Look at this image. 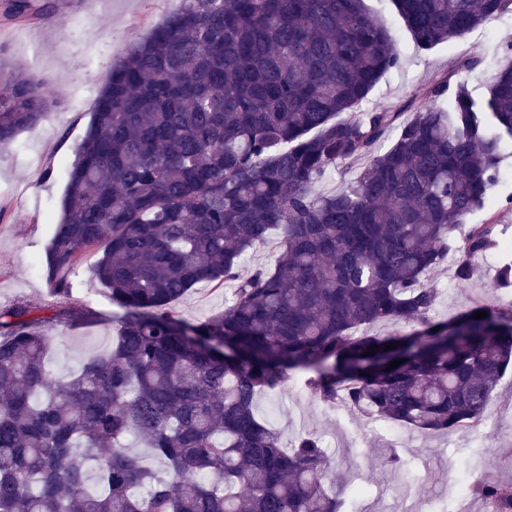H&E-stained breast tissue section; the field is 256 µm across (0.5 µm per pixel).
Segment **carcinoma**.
<instances>
[{
  "label": "carcinoma",
  "mask_w": 512,
  "mask_h": 512,
  "mask_svg": "<svg viewBox=\"0 0 512 512\" xmlns=\"http://www.w3.org/2000/svg\"><path fill=\"white\" fill-rule=\"evenodd\" d=\"M393 3L421 49L512 11V0ZM44 10L3 4L9 19ZM400 64L364 0H180L128 45L40 264L67 297L97 254L91 275L122 315L112 348L59 380L44 320L0 308V512H340L345 486L326 491L320 442L286 446L256 413L257 394L290 371L311 373L324 401L424 434L478 422L512 364V315L474 301L436 320L426 280L461 233L460 286L492 247L507 252L499 283L512 286L499 224L465 223L493 201L512 145V65L482 96L449 91L444 76L394 109L359 111ZM52 102L45 78L0 72V148ZM336 163L363 167L317 193ZM272 240L275 266L240 276L245 253ZM202 283L235 284L232 300L186 321L174 304ZM129 436L164 475L122 447ZM472 491L512 512V485L486 477Z\"/></svg>",
  "instance_id": "cac0c4a2"
}]
</instances>
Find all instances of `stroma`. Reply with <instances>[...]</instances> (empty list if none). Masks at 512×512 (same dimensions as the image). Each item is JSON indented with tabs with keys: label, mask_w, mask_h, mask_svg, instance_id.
Segmentation results:
<instances>
[{
	"label": "stroma",
	"mask_w": 512,
	"mask_h": 512,
	"mask_svg": "<svg viewBox=\"0 0 512 512\" xmlns=\"http://www.w3.org/2000/svg\"><path fill=\"white\" fill-rule=\"evenodd\" d=\"M46 7L41 20H9L0 15V65L28 73L30 53L43 65L40 76L56 91L55 104L46 121L19 133L0 153V307L25 306L46 318L47 330L58 339L52 362L57 377L71 374L86 358L106 352L112 344L110 318L117 308L107 291L91 276L93 257H85L67 298L53 295L40 274L38 261L58 221L68 170L75 148L90 121L94 97L77 110L68 105L71 91L83 90L89 78L104 81L111 65L127 44L146 37L161 24L178 0H40ZM371 14L381 18L395 38L401 65L385 74L362 109H388L411 97L419 84L452 73L454 82L484 92L492 73L512 61L502 46L512 44V13L490 19L465 39L429 51L416 47L398 16L392 0H365ZM479 56L482 66L464 69L465 59ZM500 253L475 258V280L464 290L453 271L429 279L438 293L434 315L450 318L478 299L502 310H512V288L495 289ZM233 285L204 284L188 292L177 304L180 315L202 321L222 311L231 301ZM287 394L273 389L256 401L259 415L277 406L273 428L283 443L299 434L318 435L330 468L360 487V494H345L342 512H415L419 502L442 501L447 512H486L483 500L471 491L484 471L512 485V369L506 371L484 415L485 427L448 435H426L389 425L344 405L333 407L315 398L304 377L291 374ZM401 447L406 471L385 465L389 449ZM456 467L465 489H448V469Z\"/></svg>",
	"instance_id": "35a3bbf8"
}]
</instances>
